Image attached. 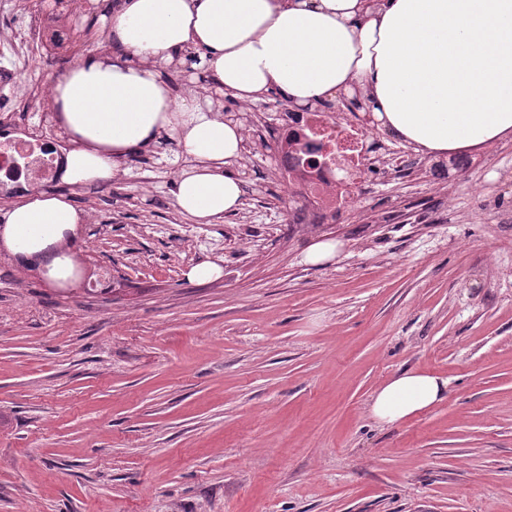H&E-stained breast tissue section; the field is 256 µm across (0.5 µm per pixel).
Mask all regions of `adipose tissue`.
I'll return each instance as SVG.
<instances>
[{
    "label": "adipose tissue",
    "instance_id": "ef3b65f1",
    "mask_svg": "<svg viewBox=\"0 0 512 512\" xmlns=\"http://www.w3.org/2000/svg\"><path fill=\"white\" fill-rule=\"evenodd\" d=\"M109 56L71 67L53 88L55 118L74 147L64 180L107 182L122 161L171 138L191 163L173 204L197 223L238 210L231 165L241 123L196 97L174 98L165 67L203 50L207 80L248 102L280 91L302 108L360 89L380 127L428 155L512 140V0H115ZM82 217L36 192L0 219V239L32 257ZM448 380L404 371L375 392L374 420L395 424L443 401Z\"/></svg>",
    "mask_w": 512,
    "mask_h": 512
}]
</instances>
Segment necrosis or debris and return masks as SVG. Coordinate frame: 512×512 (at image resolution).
<instances>
[{
  "label": "necrosis or debris",
  "instance_id": "1",
  "mask_svg": "<svg viewBox=\"0 0 512 512\" xmlns=\"http://www.w3.org/2000/svg\"><path fill=\"white\" fill-rule=\"evenodd\" d=\"M63 39L48 38L44 25L0 38V56H45L67 51ZM46 82L32 87L26 102L39 125H16L9 115L0 116V200L23 196L31 187L51 186L62 172L65 154L45 130L53 123ZM374 124L344 120L336 113L310 110L288 112L276 129V165L282 188L303 198L302 221L324 224L337 213L360 207L370 180L399 171L397 158L379 152ZM316 148L314 156L303 151L304 143Z\"/></svg>",
  "mask_w": 512,
  "mask_h": 512
}]
</instances>
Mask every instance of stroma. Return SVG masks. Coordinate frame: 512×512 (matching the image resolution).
<instances>
[{
  "mask_svg": "<svg viewBox=\"0 0 512 512\" xmlns=\"http://www.w3.org/2000/svg\"><path fill=\"white\" fill-rule=\"evenodd\" d=\"M110 12L86 0L71 55L20 81L109 55ZM164 77L215 97L193 61ZM221 105L256 118L241 209L179 212L189 159L167 139L96 191L55 186L88 216L76 254L123 291L0 279V512H512V141L465 150L470 172L443 185L431 170L452 156L410 152L311 232L268 133L282 94ZM326 240L338 256L306 263ZM202 262L221 278L188 281ZM407 369L447 377L446 399L377 423L375 389Z\"/></svg>",
  "mask_w": 512,
  "mask_h": 512,
  "instance_id": "1",
  "label": "stroma"
}]
</instances>
